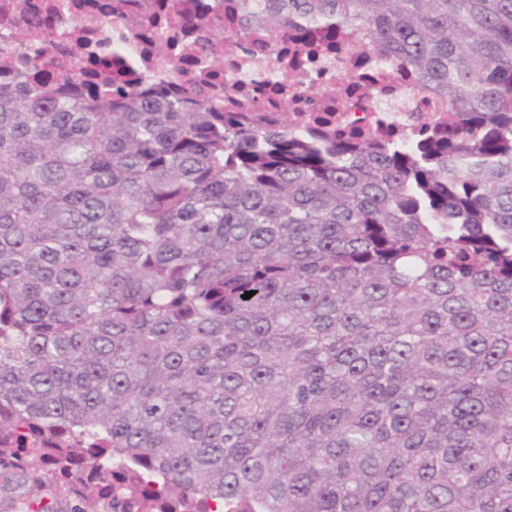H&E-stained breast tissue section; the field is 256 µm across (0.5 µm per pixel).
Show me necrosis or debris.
<instances>
[{
  "label": "necrosis or debris",
  "mask_w": 512,
  "mask_h": 512,
  "mask_svg": "<svg viewBox=\"0 0 512 512\" xmlns=\"http://www.w3.org/2000/svg\"><path fill=\"white\" fill-rule=\"evenodd\" d=\"M0 9V79L25 74L52 78L59 62L75 63L76 52L109 61L110 77L194 87L200 100L213 86L251 83L256 111L274 120L281 114V88H291L306 127L366 132L376 129L409 137L434 122L440 110L421 91L409 65L396 60L384 67L367 56L354 31L338 29L333 42L299 43L304 20L285 30L261 28L246 41L234 40L239 14L232 0H4ZM219 16L222 27L207 24ZM171 39L166 53L157 50L158 33ZM51 32L54 42L42 66L24 69L20 32ZM219 65L218 75L197 72L200 48Z\"/></svg>",
  "instance_id": "necrosis-or-debris-1"
}]
</instances>
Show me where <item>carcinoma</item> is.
I'll return each instance as SVG.
<instances>
[{
    "label": "carcinoma",
    "instance_id": "obj_1",
    "mask_svg": "<svg viewBox=\"0 0 512 512\" xmlns=\"http://www.w3.org/2000/svg\"><path fill=\"white\" fill-rule=\"evenodd\" d=\"M239 10L354 27L446 128L0 80V479L81 512L154 481L173 510L512 512V0Z\"/></svg>",
    "mask_w": 512,
    "mask_h": 512
}]
</instances>
